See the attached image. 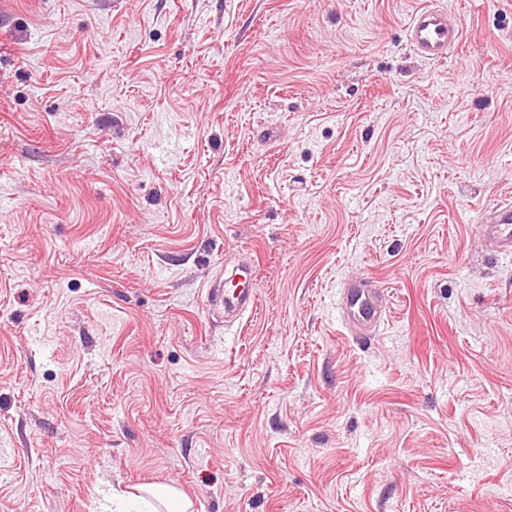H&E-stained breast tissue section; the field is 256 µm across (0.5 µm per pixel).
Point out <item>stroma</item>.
<instances>
[{
	"mask_svg": "<svg viewBox=\"0 0 512 512\" xmlns=\"http://www.w3.org/2000/svg\"><path fill=\"white\" fill-rule=\"evenodd\" d=\"M509 198L512 0H0V512H512ZM411 47L432 61H444L463 38V31L448 11L426 6L414 13L406 33ZM482 237L487 238L494 252L512 254V203L504 202L493 207L489 219L482 221ZM256 263L255 259L249 255L244 261L238 264L231 272L232 278H238V281L244 286L243 288L224 291V283L219 285L207 284V302L219 301L224 305L225 312L232 316L230 321L240 318L247 310H253L257 297L255 289L250 288L249 282L255 279ZM344 327L351 334L372 335L383 321V292L369 279H347L340 288ZM151 497L157 505L144 501L145 506L153 512H188L190 502L178 490L172 487H157L151 492Z\"/></svg>",
	"mask_w": 512,
	"mask_h": 512,
	"instance_id": "obj_1",
	"label": "stroma"
}]
</instances>
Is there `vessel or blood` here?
Masks as SVG:
<instances>
[{
    "instance_id": "b4317fda",
    "label": "vessel or blood",
    "mask_w": 512,
    "mask_h": 512,
    "mask_svg": "<svg viewBox=\"0 0 512 512\" xmlns=\"http://www.w3.org/2000/svg\"><path fill=\"white\" fill-rule=\"evenodd\" d=\"M411 47L432 61L446 60L463 38V31L447 11L426 6L414 13L406 33ZM483 236L490 248L498 253L512 254V203L493 207L483 227ZM256 263L246 257L231 272L238 278L239 288L226 290L219 285H208V302H219L232 318H240L253 309L257 297L248 282L255 276ZM342 323L350 333L373 334L383 321V293L368 279H348L340 288Z\"/></svg>"
}]
</instances>
